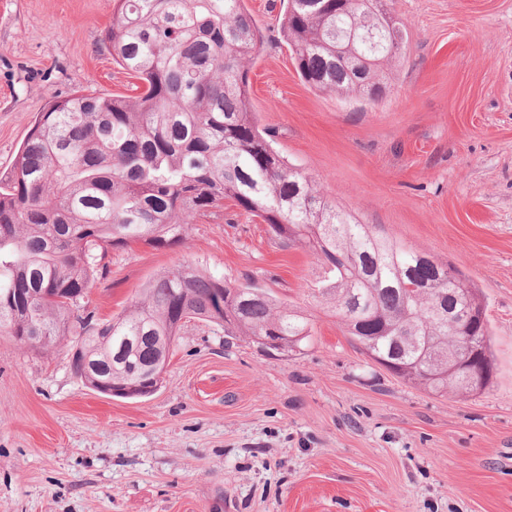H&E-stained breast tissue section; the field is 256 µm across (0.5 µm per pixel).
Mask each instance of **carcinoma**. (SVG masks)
Instances as JSON below:
<instances>
[{"instance_id":"1","label":"carcinoma","mask_w":512,"mask_h":512,"mask_svg":"<svg viewBox=\"0 0 512 512\" xmlns=\"http://www.w3.org/2000/svg\"><path fill=\"white\" fill-rule=\"evenodd\" d=\"M325 2L317 11L288 0L280 31L298 72L340 97H382L403 23L386 0ZM104 43L142 90L55 101L0 182L1 334L35 350L64 343L85 387L129 398L157 391L191 321L262 349H303L308 318L264 288L189 263L157 275L112 320L82 305L110 250L176 246L195 216L231 198L320 263L327 311L372 360L433 393L490 385L491 373L469 389L462 371H431L450 347L494 367L487 321L460 329L434 317L436 308L482 309L473 284L332 204L259 128L248 67L262 35L244 0H117Z\"/></svg>"}]
</instances>
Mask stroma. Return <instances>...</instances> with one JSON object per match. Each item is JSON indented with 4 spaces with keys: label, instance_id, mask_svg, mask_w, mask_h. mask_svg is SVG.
Returning <instances> with one entry per match:
<instances>
[{
    "label": "stroma",
    "instance_id": "35a3bbf8",
    "mask_svg": "<svg viewBox=\"0 0 512 512\" xmlns=\"http://www.w3.org/2000/svg\"><path fill=\"white\" fill-rule=\"evenodd\" d=\"M115 5L0 0V179L52 101L136 95L103 41ZM245 5L260 127L327 199L475 285L493 379L438 395L374 362L325 312L311 254L228 198L179 245L111 251L86 308L112 319L189 262L269 289L310 346L268 353L189 322L158 390L132 399L83 387L66 348L0 335V512H512V0H391L407 42L376 102L300 77L287 0Z\"/></svg>",
    "mask_w": 512,
    "mask_h": 512
}]
</instances>
